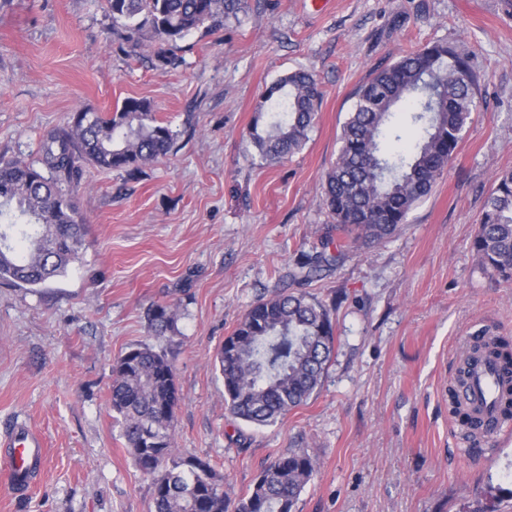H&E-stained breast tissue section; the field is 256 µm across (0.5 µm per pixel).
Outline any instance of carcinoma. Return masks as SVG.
<instances>
[{"label": "carcinoma", "mask_w": 512, "mask_h": 512, "mask_svg": "<svg viewBox=\"0 0 512 512\" xmlns=\"http://www.w3.org/2000/svg\"><path fill=\"white\" fill-rule=\"evenodd\" d=\"M112 30L139 56L154 53L168 65L170 48L192 32H218L247 11L248 0H106ZM478 78L468 60L446 42L409 51L376 71L357 91L344 123L341 148L326 175L324 204L334 224L321 250L303 252L288 279L307 284L332 270L359 246L380 243L406 223L454 157L476 110ZM323 90L315 76L295 70L272 82L247 131L263 163H279L305 146ZM411 113L414 137L400 150L381 147L395 114ZM175 134L158 121L151 103L129 98L114 112H85L42 137L33 162L0 157V280L35 288L66 273L80 256L87 225L74 193L86 168L129 176L172 152ZM485 202L472 249L490 273L512 279V170L498 174ZM145 319L151 335L175 330L176 312L154 303ZM334 348L330 309L302 290L262 297L225 338L216 362L224 403L236 418L273 425L304 405L321 386ZM501 371L500 408L512 416V344L502 337L478 339L455 384L482 353ZM180 394L172 362L141 344L112 365L110 405L136 469L151 479L154 512H229L221 479L207 461L182 459L174 448ZM315 471L312 456L292 451L266 464L234 512H294Z\"/></svg>", "instance_id": "carcinoma-1"}]
</instances>
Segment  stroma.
<instances>
[{
	"instance_id": "35a3bbf8",
	"label": "stroma",
	"mask_w": 512,
	"mask_h": 512,
	"mask_svg": "<svg viewBox=\"0 0 512 512\" xmlns=\"http://www.w3.org/2000/svg\"><path fill=\"white\" fill-rule=\"evenodd\" d=\"M104 0H0V156L35 160L79 108L151 102L172 152L135 177L88 168L78 261L37 288L0 283V430L46 443L34 488L0 487V512H154L109 404L112 364L139 344L175 367L177 453L210 462L229 502L278 455L316 472L295 512H512V437L466 443L449 414L459 344L512 341V282L471 240L496 175L512 170V0H249L223 30L180 42L176 65L130 55ZM443 41L478 76L456 156L406 224L307 284L333 304L320 389L275 425L224 404L216 355L250 306L282 286L332 219L325 174L373 70ZM305 69L324 97L305 148L266 165L245 134L262 92ZM178 311L149 334L145 311ZM145 319L150 334L160 338L175 330L177 314L167 304L154 303L147 309Z\"/></svg>"
}]
</instances>
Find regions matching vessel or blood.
Here are the masks:
<instances>
[{
  "mask_svg": "<svg viewBox=\"0 0 512 512\" xmlns=\"http://www.w3.org/2000/svg\"><path fill=\"white\" fill-rule=\"evenodd\" d=\"M498 370L495 360L479 363L469 389L461 395L464 404L481 417L479 436L490 440L512 433V418L504 416L498 404ZM0 451L8 461L9 489L15 493L26 491L47 455L42 435L25 425L14 426L0 437Z\"/></svg>",
  "mask_w": 512,
  "mask_h": 512,
  "instance_id": "1",
  "label": "vessel or blood"
}]
</instances>
